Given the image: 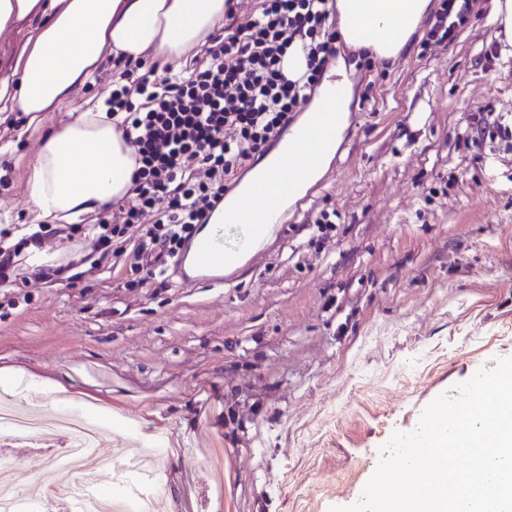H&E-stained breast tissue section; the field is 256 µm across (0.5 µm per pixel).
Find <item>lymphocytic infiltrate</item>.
Listing matches in <instances>:
<instances>
[{
  "label": "lymphocytic infiltrate",
  "mask_w": 512,
  "mask_h": 512,
  "mask_svg": "<svg viewBox=\"0 0 512 512\" xmlns=\"http://www.w3.org/2000/svg\"><path fill=\"white\" fill-rule=\"evenodd\" d=\"M476 2L442 0L427 20L430 36L453 39ZM334 17L332 0H262L260 13L244 22L231 7L188 76L144 73L113 89L109 110L122 115L135 149V195L121 207L119 223L109 211L99 215L93 252L108 257L113 241L136 228L135 271L151 275L179 257L232 178L310 100L337 55ZM294 46L306 70L292 80L280 64ZM136 95L142 104L133 103Z\"/></svg>",
  "instance_id": "1"
}]
</instances>
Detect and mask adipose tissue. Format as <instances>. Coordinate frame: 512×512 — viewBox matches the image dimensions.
Masks as SVG:
<instances>
[{
    "mask_svg": "<svg viewBox=\"0 0 512 512\" xmlns=\"http://www.w3.org/2000/svg\"><path fill=\"white\" fill-rule=\"evenodd\" d=\"M429 0H338L343 31L352 42L392 54L405 45ZM225 0H0V33L42 15L41 24L19 55L16 84L0 85V109L27 116L42 126L44 113L61 111L74 89L88 81L108 56L129 61L164 59L186 65L224 23ZM350 92L346 80L321 88L319 101L285 138L299 151L301 170L292 185L300 195L333 159L307 134L325 111L337 116L326 132L341 137ZM105 103L48 129L41 148L26 162L25 188L31 222L73 223L134 195V149Z\"/></svg>",
    "mask_w": 512,
    "mask_h": 512,
    "instance_id": "1",
    "label": "adipose tissue"
}]
</instances>
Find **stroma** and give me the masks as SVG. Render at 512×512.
<instances>
[{
    "label": "stroma",
    "mask_w": 512,
    "mask_h": 512,
    "mask_svg": "<svg viewBox=\"0 0 512 512\" xmlns=\"http://www.w3.org/2000/svg\"><path fill=\"white\" fill-rule=\"evenodd\" d=\"M493 0L438 44L420 23L400 52L357 67L338 151L224 283L132 269L138 233L95 274L0 288V369L64 385L0 390L51 415L110 411L102 451L158 450L151 512H329L352 505L394 430L486 364L512 357V151L476 146V116L512 125V56L486 66ZM39 24L0 35V83ZM368 105H361V96ZM41 133L0 114V229L29 221L22 162ZM331 238L311 246L315 221ZM18 463L25 512H53L42 481H71L43 449Z\"/></svg>",
    "instance_id": "35a3bbf8"
}]
</instances>
